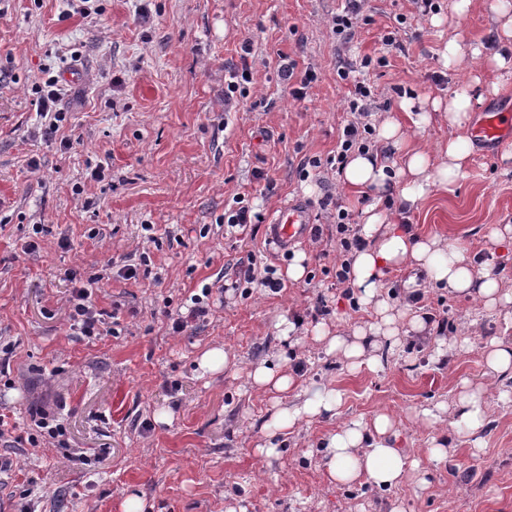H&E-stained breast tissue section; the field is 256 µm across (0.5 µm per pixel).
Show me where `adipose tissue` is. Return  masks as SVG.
Segmentation results:
<instances>
[{"instance_id": "obj_1", "label": "adipose tissue", "mask_w": 512, "mask_h": 512, "mask_svg": "<svg viewBox=\"0 0 512 512\" xmlns=\"http://www.w3.org/2000/svg\"><path fill=\"white\" fill-rule=\"evenodd\" d=\"M492 10L500 24L507 51L483 57L480 49H471V59H486L493 70L512 72V0H494ZM483 78L475 75L469 81L450 90L447 99L404 98L401 107L414 113L417 127L428 125L434 115H442L449 126L458 129V136L448 139L435 153L411 147L409 136L402 126L391 119L378 128L379 138L398 154L403 155L401 166H394L376 152L352 154L342 169L341 178L350 186H368L388 195L397 205L408 209L419 206L434 187H449L464 173L471 155L466 130L476 104L484 99ZM361 233L365 247L357 251L351 262V285L362 305L375 312L372 322L356 328L352 335L330 334L326 327L315 330L317 339L325 343L326 353L336 355L351 369L382 365L379 351L389 348L398 352L404 336L432 332L428 321L414 311V305L389 303L382 293V280L388 269L407 267L415 270L405 288L415 291L417 275H424L431 286L449 293L469 297L486 309L498 312L512 310V290L501 287L488 264H476L473 258L448 245L440 238H422L401 225L395 224L386 210L372 205L363 212ZM460 392L453 408L437 404L424 407L421 414L432 426L442 424L446 411H453L456 425L467 431L473 449H480L479 434L488 422L484 405L487 386H473L469 379L458 382ZM342 404L340 391L324 385L309 397L291 407L278 410L267 425L271 436L318 417L338 416ZM398 433L394 421L385 414L372 420L351 419L327 435L321 445V455L331 480L352 484L363 480L377 487L393 489L405 482L418 487L428 483L430 464L449 459L448 442L433 438L423 454L410 455L396 448Z\"/></svg>"}]
</instances>
